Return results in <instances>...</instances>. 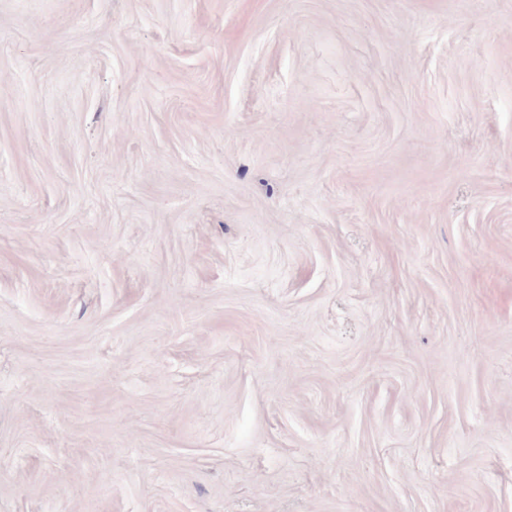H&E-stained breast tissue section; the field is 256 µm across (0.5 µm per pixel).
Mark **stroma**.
Listing matches in <instances>:
<instances>
[{
  "mask_svg": "<svg viewBox=\"0 0 512 512\" xmlns=\"http://www.w3.org/2000/svg\"><path fill=\"white\" fill-rule=\"evenodd\" d=\"M0 512H512V0H0Z\"/></svg>",
  "mask_w": 512,
  "mask_h": 512,
  "instance_id": "obj_1",
  "label": "stroma"
}]
</instances>
